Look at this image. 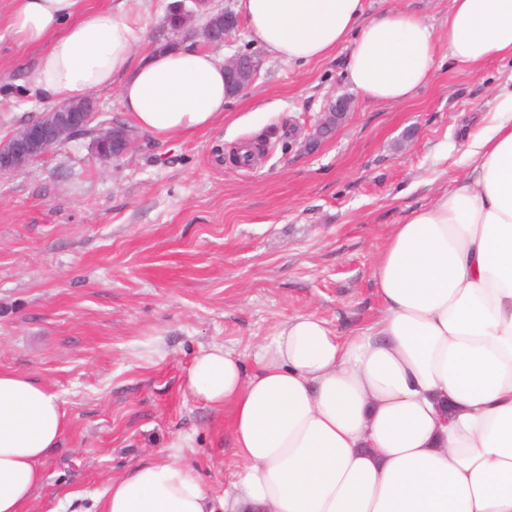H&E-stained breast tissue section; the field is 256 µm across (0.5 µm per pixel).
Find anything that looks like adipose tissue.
I'll return each mask as SVG.
<instances>
[{
	"label": "adipose tissue",
	"instance_id": "1",
	"mask_svg": "<svg viewBox=\"0 0 512 512\" xmlns=\"http://www.w3.org/2000/svg\"><path fill=\"white\" fill-rule=\"evenodd\" d=\"M10 0L5 29L45 45L33 93L55 104L118 87L139 129L214 126L224 64L180 47L137 55L139 0ZM252 34L294 63L351 44L346 77L364 98L407 100L430 78L436 42L420 17L364 0H242ZM512 60V0H452L448 61L477 73ZM468 135L467 167L394 225L374 261L381 314L342 338L314 315L284 321L243 355L212 346L187 387L229 417L240 464L223 496L192 469L141 464L96 512H512V85ZM65 430L59 397L0 371V512H24Z\"/></svg>",
	"mask_w": 512,
	"mask_h": 512
}]
</instances>
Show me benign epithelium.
<instances>
[{
  "label": "benign epithelium",
  "instance_id": "obj_1",
  "mask_svg": "<svg viewBox=\"0 0 512 512\" xmlns=\"http://www.w3.org/2000/svg\"><path fill=\"white\" fill-rule=\"evenodd\" d=\"M196 2L197 0H177L172 4L173 10L166 18V25L172 36H182L188 27L187 21L196 17ZM239 24L238 14L230 7L224 8L213 15L202 28L204 44H223L238 31ZM259 70L260 64L255 60L245 65L236 55L224 59V74L235 96L253 84ZM98 109V100L88 96L78 102L62 103L23 124L0 143V169L27 168L55 147L91 130L90 125L95 121ZM348 109L349 103L345 99H337L333 112L318 125L313 137L317 139L329 133V129L338 121V116L345 114ZM135 145V136L124 129L102 126L94 129L92 148L99 158L118 160L132 151Z\"/></svg>",
  "mask_w": 512,
  "mask_h": 512
}]
</instances>
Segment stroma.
Here are the masks:
<instances>
[{
	"label": "stroma",
	"instance_id": "1",
	"mask_svg": "<svg viewBox=\"0 0 512 512\" xmlns=\"http://www.w3.org/2000/svg\"><path fill=\"white\" fill-rule=\"evenodd\" d=\"M450 0H365V19L396 9L437 43L430 80L377 103L345 77L350 45L307 64L275 57L241 28L214 53L254 54L256 82L216 126L95 157L92 133L33 166L0 173V371L57 393L66 428L41 460L25 512H87L139 464L192 467L224 492L235 469L224 415L193 397V358L247 352L288 317L314 314L338 335L380 305L373 264L393 225L429 205L466 165L512 62L470 74L448 66ZM41 48L0 40V140L43 112L27 89ZM351 109L306 143L336 97ZM263 151L248 167L229 155Z\"/></svg>",
	"mask_w": 512,
	"mask_h": 512
}]
</instances>
